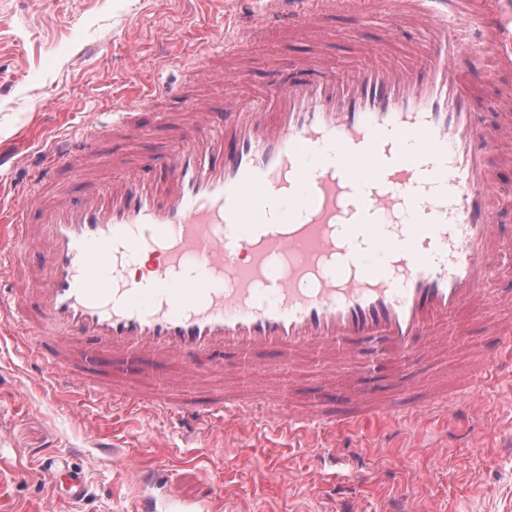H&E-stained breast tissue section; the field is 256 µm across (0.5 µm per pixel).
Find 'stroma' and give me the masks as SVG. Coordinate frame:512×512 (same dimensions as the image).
<instances>
[{
  "instance_id": "stroma-1",
  "label": "stroma",
  "mask_w": 512,
  "mask_h": 512,
  "mask_svg": "<svg viewBox=\"0 0 512 512\" xmlns=\"http://www.w3.org/2000/svg\"><path fill=\"white\" fill-rule=\"evenodd\" d=\"M239 0H0V226L39 152L84 127L96 113L119 111L125 99L188 78L195 53L217 41ZM385 44L382 65L423 62V46L389 37L385 16L341 19L325 40L275 31L247 56L224 57L228 86L208 89L243 102L257 76L284 71L303 53L330 52L345 79L365 61L372 38ZM450 352L445 386L455 391L476 355H496L497 337L480 320ZM291 396L321 385L313 360L293 367L265 356ZM167 468L177 501H205L223 487L221 512H512V374L500 371L462 417L419 415L404 426L379 422L313 439L278 435L226 417L224 428L170 432L156 410H127L59 389L35 363L0 340V512H136L139 490L128 459ZM79 472L89 489L70 500L45 473V460ZM371 471L362 481L351 468Z\"/></svg>"
}]
</instances>
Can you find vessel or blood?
<instances>
[{
  "mask_svg": "<svg viewBox=\"0 0 512 512\" xmlns=\"http://www.w3.org/2000/svg\"><path fill=\"white\" fill-rule=\"evenodd\" d=\"M381 11L393 33L426 44L424 67L367 64L339 81L333 56L308 55L251 105L199 93L220 79L225 45L242 54L263 29L305 31ZM467 28L502 76L486 124L462 74ZM191 78L196 94L174 91L178 112L134 97L112 121L91 118L57 141L30 173L13 205L10 248L0 250V279L11 283L0 319L26 358L64 388L149 405L186 433L240 415L222 389L205 398L196 390L198 379L223 374L225 356L254 379L263 354L309 356L328 373L342 361L343 385L323 383L305 407L277 395L257 422L352 429L448 403L414 399L410 380L392 399L365 400L372 386L355 366L362 343L380 347L379 374L403 371L458 346L449 327L465 310L512 343L502 315L512 295L488 287L512 275L494 164L512 131V19L501 0H481L476 13L448 0H266L222 44L199 51ZM177 119L180 139L152 160L116 178L91 170L112 130L140 138ZM64 170L74 181L63 186ZM142 253L146 275L130 281L124 266ZM331 401L348 413L327 411ZM128 470L136 486L167 487L161 469L132 461ZM52 474L69 498H84L78 472Z\"/></svg>",
  "mask_w": 512,
  "mask_h": 512,
  "instance_id": "1",
  "label": "vessel or blood"
}]
</instances>
